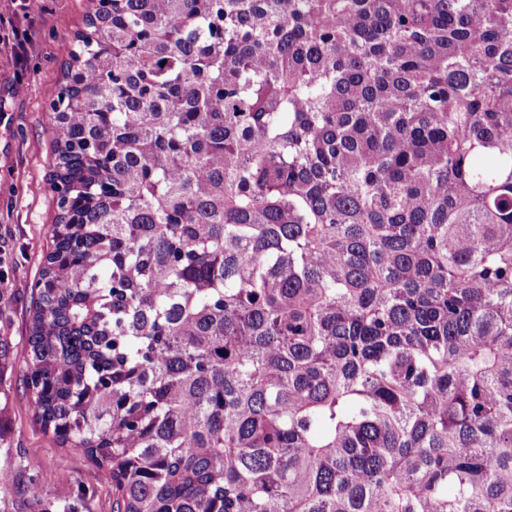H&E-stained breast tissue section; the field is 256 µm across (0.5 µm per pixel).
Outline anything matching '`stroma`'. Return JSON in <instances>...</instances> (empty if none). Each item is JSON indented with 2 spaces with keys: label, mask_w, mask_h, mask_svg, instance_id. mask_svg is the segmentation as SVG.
Listing matches in <instances>:
<instances>
[{
  "label": "stroma",
  "mask_w": 512,
  "mask_h": 512,
  "mask_svg": "<svg viewBox=\"0 0 512 512\" xmlns=\"http://www.w3.org/2000/svg\"><path fill=\"white\" fill-rule=\"evenodd\" d=\"M88 0H28L35 20L25 71L0 50V336L14 359L0 374V472L19 485L0 512H111L112 488L81 450L58 447L33 418L19 357L28 334L32 287L49 250L57 213L49 174L53 156L47 107L62 81L64 26L81 25ZM23 74V94L13 92Z\"/></svg>",
  "instance_id": "1"
}]
</instances>
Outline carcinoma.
<instances>
[{
    "mask_svg": "<svg viewBox=\"0 0 512 512\" xmlns=\"http://www.w3.org/2000/svg\"><path fill=\"white\" fill-rule=\"evenodd\" d=\"M22 351L112 512H512V0H91Z\"/></svg>",
    "mask_w": 512,
    "mask_h": 512,
    "instance_id": "cac0c4a2",
    "label": "carcinoma"
}]
</instances>
